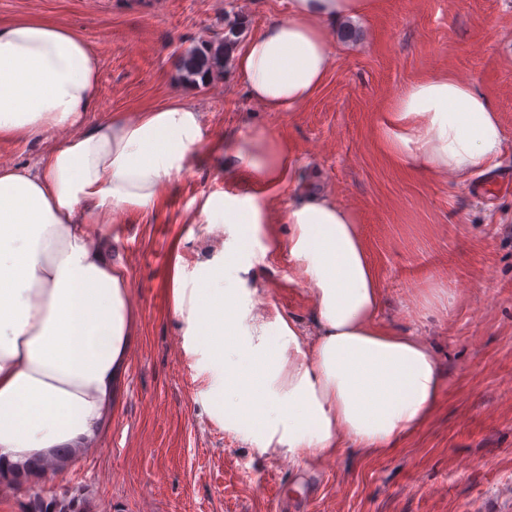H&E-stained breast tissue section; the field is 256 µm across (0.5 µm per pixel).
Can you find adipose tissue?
<instances>
[{
  "label": "adipose tissue",
  "instance_id": "obj_1",
  "mask_svg": "<svg viewBox=\"0 0 512 512\" xmlns=\"http://www.w3.org/2000/svg\"><path fill=\"white\" fill-rule=\"evenodd\" d=\"M374 0H290L286 16L236 45L232 73L267 112H288L322 86L334 60L328 34ZM99 59L75 31L39 19L0 23V142L39 138L38 169L0 166V466L50 460L95 445L115 404L133 312L125 267L106 235L128 207L149 208L188 174L200 147L250 194L208 195L192 221L262 232L284 224L292 281L314 301L316 331L271 324L246 284L223 270L186 283L171 274L173 315L186 353L204 352L221 380L214 417L256 433L265 451L299 460L346 446L384 453L436 408L445 373L427 340L378 319L381 289L356 213L322 192L287 201L285 139L205 129L184 101L86 122ZM378 136L423 174L466 178L493 169L504 131L492 99L449 72L399 92Z\"/></svg>",
  "mask_w": 512,
  "mask_h": 512
}]
</instances>
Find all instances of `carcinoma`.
<instances>
[{
    "label": "carcinoma",
    "mask_w": 512,
    "mask_h": 512,
    "mask_svg": "<svg viewBox=\"0 0 512 512\" xmlns=\"http://www.w3.org/2000/svg\"><path fill=\"white\" fill-rule=\"evenodd\" d=\"M243 29L232 24L224 31V36L215 37L203 42V45L187 51L181 56V77L184 83L196 86L198 79L208 83L224 76V65L227 63L233 46L237 43ZM72 459V452L67 448H59L52 461L41 463L34 468L24 467L18 470L0 469V479H10L22 484L28 478L37 476L49 468L60 469ZM33 512H92L91 502L86 498H72L44 502L37 493L33 494Z\"/></svg>",
    "instance_id": "obj_1"
}]
</instances>
